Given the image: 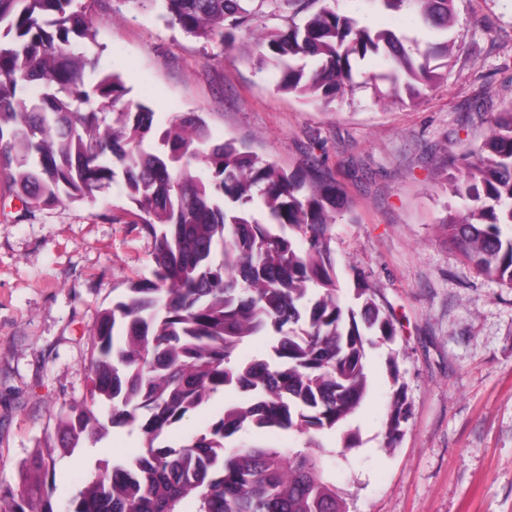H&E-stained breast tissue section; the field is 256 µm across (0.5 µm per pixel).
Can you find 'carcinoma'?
Here are the masks:
<instances>
[{
	"mask_svg": "<svg viewBox=\"0 0 512 512\" xmlns=\"http://www.w3.org/2000/svg\"><path fill=\"white\" fill-rule=\"evenodd\" d=\"M86 2L0 0V178L27 211L94 205L120 183L136 206L134 223L153 239L152 278L101 313L90 336L89 398L56 414L60 446L21 463L18 489L0 487V507L347 512L321 437L338 432L344 449L359 447L350 419L369 391L368 353L394 342L397 330L361 274L352 291L341 287L330 229L343 190L311 166L286 171L232 141H213L194 114L159 129L152 109L126 99L118 74L98 71ZM119 2L277 71L279 92L326 104L361 83L380 100L414 101L442 79L433 61L450 49L446 38L408 48L391 30L339 14L335 0ZM374 2L395 13L414 4L439 34L453 26V0ZM369 54L382 56L388 71L355 72L351 60ZM453 193L467 206L444 221L448 240L480 274L512 285L511 109L462 156ZM260 335L274 336L268 357L240 358L239 347ZM387 368L384 443L393 448L412 406L394 357ZM231 389L245 397L181 445L164 443L186 416ZM109 425L137 432L145 451L97 469L64 508L53 506L56 456L98 443ZM247 429L293 432L304 447L226 445Z\"/></svg>",
	"mask_w": 512,
	"mask_h": 512,
	"instance_id": "obj_1",
	"label": "carcinoma"
}]
</instances>
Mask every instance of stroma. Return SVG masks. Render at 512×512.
Wrapping results in <instances>:
<instances>
[{
  "label": "stroma",
  "mask_w": 512,
  "mask_h": 512,
  "mask_svg": "<svg viewBox=\"0 0 512 512\" xmlns=\"http://www.w3.org/2000/svg\"><path fill=\"white\" fill-rule=\"evenodd\" d=\"M118 7L92 0L93 51L159 126L197 113L215 140L288 170L314 159L347 194L350 210L331 230L340 283L362 273L397 328L369 355V398L351 419L359 447L322 438L349 512H512V286L478 275L443 226L464 205L450 189L457 156L512 109V0H454L445 78L413 106L380 104L364 85L328 105L276 91L272 72ZM337 7L375 30L430 37L412 10ZM134 210L116 184L94 206L26 213L0 197L2 486L17 487L20 463L55 439L54 413L87 398L100 312L150 275L153 244ZM391 357L412 404L393 448L383 440ZM140 452L137 433L109 428L58 459L54 502L99 461Z\"/></svg>",
  "instance_id": "stroma-1"
}]
</instances>
